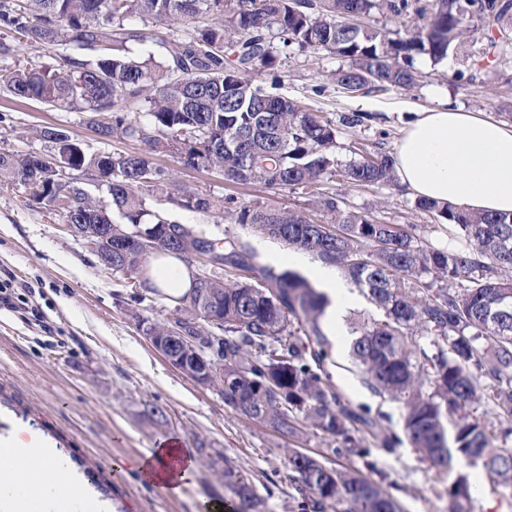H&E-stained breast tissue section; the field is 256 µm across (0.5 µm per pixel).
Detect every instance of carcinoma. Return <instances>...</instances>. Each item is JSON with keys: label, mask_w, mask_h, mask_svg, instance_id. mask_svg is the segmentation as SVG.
<instances>
[{"label": "carcinoma", "mask_w": 512, "mask_h": 512, "mask_svg": "<svg viewBox=\"0 0 512 512\" xmlns=\"http://www.w3.org/2000/svg\"><path fill=\"white\" fill-rule=\"evenodd\" d=\"M385 9L417 15L423 24L389 40L380 30L347 21ZM139 18L165 19L189 30L160 42L156 52L129 54L144 34ZM512 18V0H0V94L35 100L59 112H80L106 140L138 139L143 152H88L65 129L43 126L48 153L0 152V185L24 190L26 202L52 203L68 224H112L118 215L164 239L156 257L188 265L203 246L224 255L220 275L192 281L167 326L179 332L178 354L224 362V406L272 428L288 455L296 512H400L379 485L349 465L374 452L409 444L440 473L461 458L469 470L446 488L451 512H473L476 478L512 491V216L470 212L419 199L415 207L448 225L454 248L414 234L413 225L385 224L363 213L343 214L321 183L395 182L392 156L372 154L336 169L334 123L303 103L269 92L241 74L276 64L281 49L325 51L346 65L332 78L343 90L370 93L411 88L413 60L438 64L465 43L476 23ZM54 46L56 62L33 55L10 64L21 49ZM66 148L74 172L92 171L107 195L57 177L53 163ZM171 154L184 166L269 189L309 188L334 214L337 237L321 234L299 211L238 203L178 186L156 163ZM153 197L174 208L229 214L234 223L310 252L366 295L383 318L351 329L350 356L363 383L402 404L400 431L383 414L357 413L327 383L331 342L322 330L327 296L299 273L258 260L249 242L230 232L220 242L151 210ZM112 273L130 280L131 301L156 290L148 257L128 239L116 244ZM224 322L213 335L200 316ZM320 431L331 447L308 454L296 444ZM232 512H265L248 477L224 462Z\"/></svg>", "instance_id": "obj_1"}]
</instances>
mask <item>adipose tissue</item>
Here are the masks:
<instances>
[{"label":"adipose tissue","instance_id":"1","mask_svg":"<svg viewBox=\"0 0 512 512\" xmlns=\"http://www.w3.org/2000/svg\"><path fill=\"white\" fill-rule=\"evenodd\" d=\"M393 161L400 184L415 197L471 212L512 213V125L445 105L417 112L402 129ZM313 276L329 299L323 330L336 338L358 297L332 266L318 263ZM191 470L187 453L172 444L142 468L149 480L176 492ZM0 512H112V507L48 437L19 426L0 446Z\"/></svg>","mask_w":512,"mask_h":512}]
</instances>
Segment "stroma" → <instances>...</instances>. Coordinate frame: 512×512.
<instances>
[{"mask_svg":"<svg viewBox=\"0 0 512 512\" xmlns=\"http://www.w3.org/2000/svg\"><path fill=\"white\" fill-rule=\"evenodd\" d=\"M487 42L477 29L470 43L432 63L414 60L417 84L371 95L349 96L331 80L342 67L325 51L288 48L276 66L260 70L254 84L301 101L336 126L338 165L359 161L366 152L393 154L411 113L438 101L480 112L512 124V47L502 46L495 62L474 51ZM358 112L362 124L349 126L344 116ZM61 126L87 151L139 152L135 140L99 138L79 113L58 112L32 101L0 95V150L46 152L36 131ZM174 179L214 197L232 195L243 203L304 211L320 224L330 223L318 199L305 190L272 191L259 184H233L222 175L184 167L169 156L158 157ZM324 193L335 195L344 212H368L385 224H412L421 239L449 245L445 229L416 210L413 197L398 185L355 186L333 178ZM0 271L33 288L51 333L34 318L0 309V386L17 398L0 407V438L25 424L57 443L63 454H76L87 466H101L113 487V504L128 512H205L208 503L227 498L224 464L232 462L250 475L267 512H291L294 484L288 462L273 431L225 407L221 394L172 367L151 345L144 329L174 317V306L148 295L141 304L129 298L121 275L100 267L84 242L71 235L60 216L42 205H27L22 189L0 187ZM336 390L357 411L385 413L393 428L402 425L399 403L384 401L363 385L349 355L332 350L326 365ZM160 405L165 418L154 422L142 414L145 403ZM204 441L212 466H196L180 493L160 489L139 469L142 460L169 442L195 453ZM366 476L399 504L402 512H448L440 475L409 446L391 455H373Z\"/></svg>","mask_w":512,"mask_h":512,"instance_id":"stroma-1","label":"stroma"}]
</instances>
